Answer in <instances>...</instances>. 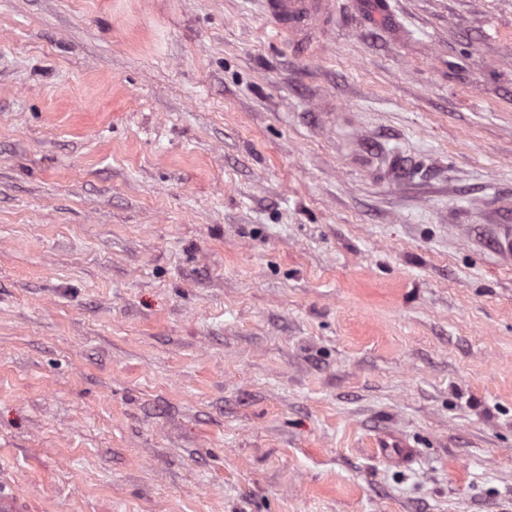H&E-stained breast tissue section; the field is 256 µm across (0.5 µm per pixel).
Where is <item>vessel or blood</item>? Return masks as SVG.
I'll return each mask as SVG.
<instances>
[{"instance_id": "vessel-or-blood-1", "label": "vessel or blood", "mask_w": 512, "mask_h": 512, "mask_svg": "<svg viewBox=\"0 0 512 512\" xmlns=\"http://www.w3.org/2000/svg\"><path fill=\"white\" fill-rule=\"evenodd\" d=\"M265 13L276 37L296 54H314L320 39L335 29L340 14L338 0H263ZM384 458L407 464L413 461L416 451L407 442L387 439L380 444ZM0 512H35L31 501L0 474Z\"/></svg>"}]
</instances>
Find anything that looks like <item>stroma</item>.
I'll return each instance as SVG.
<instances>
[{"label": "stroma", "mask_w": 512, "mask_h": 512, "mask_svg": "<svg viewBox=\"0 0 512 512\" xmlns=\"http://www.w3.org/2000/svg\"><path fill=\"white\" fill-rule=\"evenodd\" d=\"M347 3L308 56L262 0H0L37 512H512V0ZM379 451L384 458L401 464L412 462L416 456V450L410 444L398 438L387 439L379 445Z\"/></svg>", "instance_id": "1"}]
</instances>
